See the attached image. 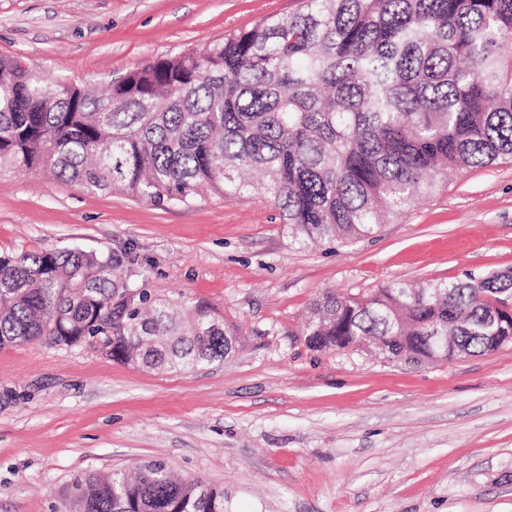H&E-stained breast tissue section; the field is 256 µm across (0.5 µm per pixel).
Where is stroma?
Wrapping results in <instances>:
<instances>
[{"mask_svg":"<svg viewBox=\"0 0 512 512\" xmlns=\"http://www.w3.org/2000/svg\"><path fill=\"white\" fill-rule=\"evenodd\" d=\"M298 0H0V57L91 88ZM129 252L122 275L217 309L223 361L160 372L84 348L0 350V512H56L79 474L166 462L224 512H512V345L416 365L314 352L323 293L512 267V161L455 175L354 246L298 247L265 196L155 206L0 171V254Z\"/></svg>","mask_w":512,"mask_h":512,"instance_id":"obj_1","label":"stroma"}]
</instances>
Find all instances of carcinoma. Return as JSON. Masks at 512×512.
Wrapping results in <instances>:
<instances>
[{"label":"carcinoma","instance_id":"obj_1","mask_svg":"<svg viewBox=\"0 0 512 512\" xmlns=\"http://www.w3.org/2000/svg\"><path fill=\"white\" fill-rule=\"evenodd\" d=\"M512 159V0H302L206 46L130 70L105 93L0 58V169L188 204L262 190L299 246L338 247ZM129 256L0 254V348L98 338L160 370L224 360L236 327L209 305L132 287ZM441 344L428 340L432 333ZM512 342V269L316 300L307 347L413 363ZM57 512H224V488L160 461L76 476Z\"/></svg>","mask_w":512,"mask_h":512}]
</instances>
